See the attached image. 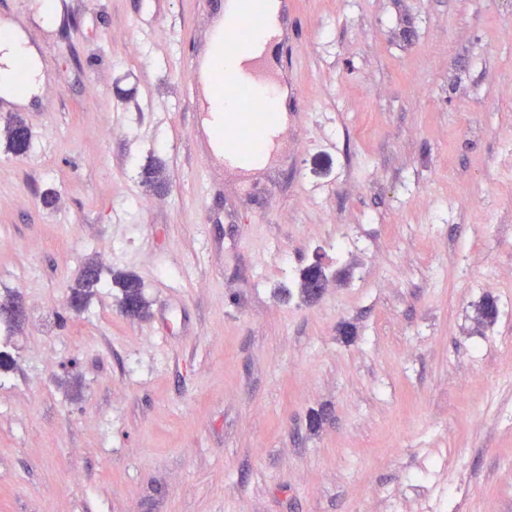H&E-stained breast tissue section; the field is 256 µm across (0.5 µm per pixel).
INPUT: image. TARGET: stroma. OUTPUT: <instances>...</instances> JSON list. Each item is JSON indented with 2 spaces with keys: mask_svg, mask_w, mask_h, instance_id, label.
Listing matches in <instances>:
<instances>
[{
  "mask_svg": "<svg viewBox=\"0 0 512 512\" xmlns=\"http://www.w3.org/2000/svg\"><path fill=\"white\" fill-rule=\"evenodd\" d=\"M210 2L0 0L42 73L0 107V512H512V0H294L246 185L180 96ZM101 269L96 268L93 265L86 266L81 272L80 276L75 280L73 286L70 287L71 295L69 297V306L72 309H78L81 303H85L86 299L90 295L93 288L103 284V278L101 276ZM78 295V296H75ZM113 281L121 289V305L127 302L138 307V316H143L148 307L144 296V283L134 275L114 277Z\"/></svg>",
  "mask_w": 512,
  "mask_h": 512,
  "instance_id": "stroma-1",
  "label": "stroma"
}]
</instances>
